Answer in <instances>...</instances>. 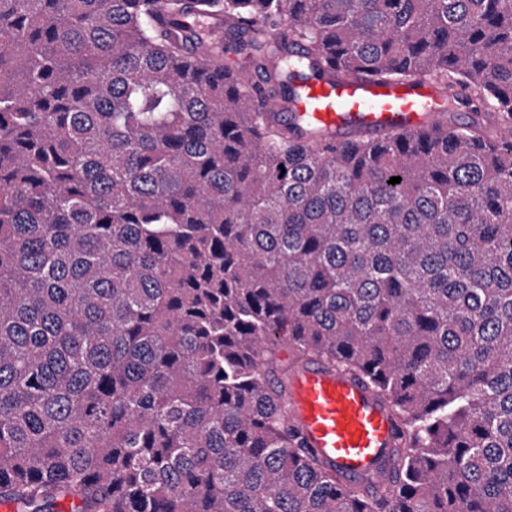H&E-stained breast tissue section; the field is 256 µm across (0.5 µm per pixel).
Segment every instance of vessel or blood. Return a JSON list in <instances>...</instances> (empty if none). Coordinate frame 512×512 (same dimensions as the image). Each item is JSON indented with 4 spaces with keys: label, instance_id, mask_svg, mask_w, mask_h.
Returning <instances> with one entry per match:
<instances>
[{
    "label": "vessel or blood",
    "instance_id": "1",
    "mask_svg": "<svg viewBox=\"0 0 512 512\" xmlns=\"http://www.w3.org/2000/svg\"><path fill=\"white\" fill-rule=\"evenodd\" d=\"M297 119L344 139L354 129L418 130L444 118L447 106L429 84L312 77L292 103ZM288 415L307 446L347 479L379 478L389 470L398 422L361 380L312 363L296 372Z\"/></svg>",
    "mask_w": 512,
    "mask_h": 512
}]
</instances>
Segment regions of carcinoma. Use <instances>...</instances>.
<instances>
[{
  "mask_svg": "<svg viewBox=\"0 0 512 512\" xmlns=\"http://www.w3.org/2000/svg\"><path fill=\"white\" fill-rule=\"evenodd\" d=\"M311 74L473 118L330 141L252 104ZM509 123L512 0H0V501L512 512ZM314 360L399 420L382 491L289 423Z\"/></svg>",
  "mask_w": 512,
  "mask_h": 512,
  "instance_id": "obj_1",
  "label": "carcinoma"
}]
</instances>
